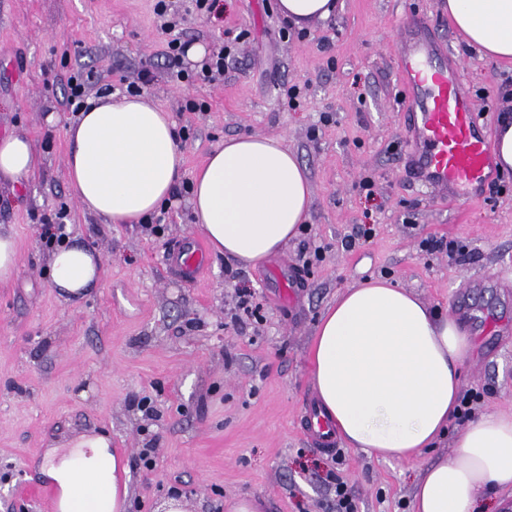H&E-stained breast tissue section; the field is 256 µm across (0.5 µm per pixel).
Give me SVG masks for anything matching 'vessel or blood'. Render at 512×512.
Returning <instances> with one entry per match:
<instances>
[{"label":"vessel or blood","mask_w":512,"mask_h":512,"mask_svg":"<svg viewBox=\"0 0 512 512\" xmlns=\"http://www.w3.org/2000/svg\"><path fill=\"white\" fill-rule=\"evenodd\" d=\"M399 63L408 101L406 125L413 145L411 162L428 185L453 195L462 190L480 199L497 179L490 143L479 123L469 88L448 69L430 43L400 44ZM206 256L197 246L179 249L177 266L196 274ZM309 431L324 448L335 435L316 410L307 413Z\"/></svg>","instance_id":"b4317fda"}]
</instances>
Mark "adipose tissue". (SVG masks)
Masks as SVG:
<instances>
[{
  "label": "adipose tissue",
  "instance_id": "obj_1",
  "mask_svg": "<svg viewBox=\"0 0 512 512\" xmlns=\"http://www.w3.org/2000/svg\"><path fill=\"white\" fill-rule=\"evenodd\" d=\"M448 17L486 57L512 59V0H448ZM65 169L79 208L108 224H139L173 202L184 151L170 114L146 96L93 100L67 128ZM21 134L0 137V183L34 177ZM195 227L217 254L256 267L298 236L312 204L307 169L278 136L214 146L193 173ZM54 287H98L95 249L69 239L49 260ZM474 348L463 324L386 280L347 289L322 313L309 347L317 403L349 447L383 460L420 456L446 433ZM98 431L47 450L41 473L59 512H126L128 467ZM452 460L418 477L413 512H479L486 489L512 499V414L489 409L460 434Z\"/></svg>",
  "mask_w": 512,
  "mask_h": 512
}]
</instances>
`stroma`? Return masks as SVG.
Instances as JSON below:
<instances>
[{"label":"stroma","instance_id":"stroma-1","mask_svg":"<svg viewBox=\"0 0 512 512\" xmlns=\"http://www.w3.org/2000/svg\"><path fill=\"white\" fill-rule=\"evenodd\" d=\"M276 2L223 0L222 19L187 17L178 36L212 51L239 30L249 37L219 80L179 86L165 72L154 0H0V135H27L38 158L33 180L0 186V227L20 259L17 276L0 283V512H50L39 494L44 454L86 429L108 432L128 463L127 512H159L172 495L189 512H225L246 494L264 512H336L339 481L355 512H412L417 477L454 458L461 423L406 462L343 443L326 450L301 429L316 325L339 294L372 277L438 313L460 311L474 340L462 394L474 395V411L512 413V171L479 200L447 198L418 179L396 37L414 27L442 45L490 134L512 112V59L468 48L448 0H341L302 38L281 37ZM145 67L154 78L144 93L182 132L186 172L241 134L282 137L306 166L310 218L263 266L211 252L197 280L176 274L172 248L203 241L187 189L154 229L103 223L71 197L69 75L90 73L92 98L124 93ZM190 99L208 111L186 110ZM62 206L79 241L102 256L100 287L79 299L51 286L41 237L42 216ZM363 224L370 239L357 234ZM431 237L441 249L425 246ZM243 285L255 313L238 303Z\"/></svg>","mask_w":512,"mask_h":512}]
</instances>
